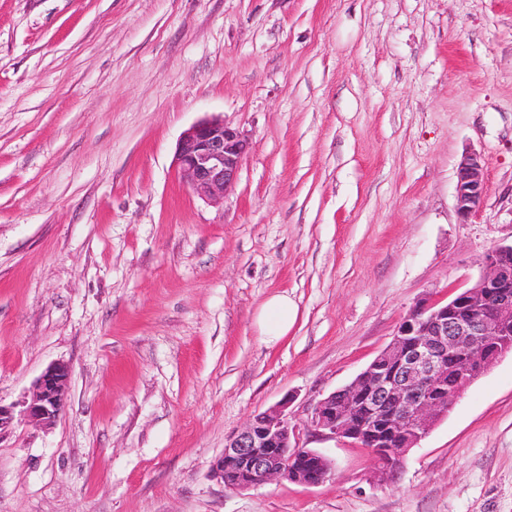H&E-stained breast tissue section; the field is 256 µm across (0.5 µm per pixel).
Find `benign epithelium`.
Wrapping results in <instances>:
<instances>
[{
  "label": "benign epithelium",
  "mask_w": 512,
  "mask_h": 512,
  "mask_svg": "<svg viewBox=\"0 0 512 512\" xmlns=\"http://www.w3.org/2000/svg\"><path fill=\"white\" fill-rule=\"evenodd\" d=\"M248 142L239 129L211 117L182 135L175 164L202 198L222 196L234 184ZM485 194L480 155L465 154L457 167L456 208L467 219ZM470 288L445 304L421 301L409 311L392 341L345 388L319 400L311 416L313 431L328 439L363 443L385 441L393 423L405 430L390 448L377 449L375 474L391 479L409 451L449 412L468 386L500 357L512 353V245L495 246L479 260ZM69 370L58 363L40 375L21 406L0 404V437L22 422L50 426L68 400ZM288 402L255 416L227 438L211 465L224 481L225 466L249 462L246 481L225 487L248 489L273 478L318 486L332 475L328 458L313 448L296 447L288 422Z\"/></svg>",
  "instance_id": "1"
}]
</instances>
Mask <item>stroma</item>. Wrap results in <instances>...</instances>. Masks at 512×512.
Segmentation results:
<instances>
[{
	"label": "stroma",
	"mask_w": 512,
	"mask_h": 512,
	"mask_svg": "<svg viewBox=\"0 0 512 512\" xmlns=\"http://www.w3.org/2000/svg\"><path fill=\"white\" fill-rule=\"evenodd\" d=\"M215 116L250 143L216 203L174 164ZM511 244L512 0H0V403L70 369L55 424L0 438V512H512V354L393 480L310 428ZM284 400L331 478L224 487L226 439ZM484 166L480 155L466 153L457 167L456 208L468 219L481 206L485 194ZM295 317L296 306L288 298V294L281 293L271 296L257 315V324L264 341L274 344L288 336Z\"/></svg>",
	"instance_id": "35a3bbf8"
}]
</instances>
